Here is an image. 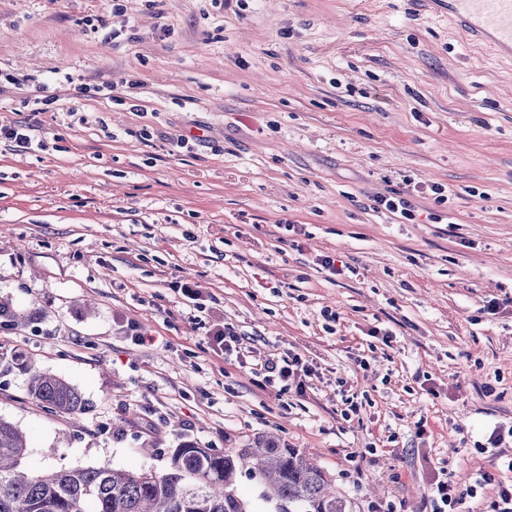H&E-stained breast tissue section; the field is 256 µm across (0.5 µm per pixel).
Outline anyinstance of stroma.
<instances>
[{
  "label": "stroma",
  "mask_w": 512,
  "mask_h": 512,
  "mask_svg": "<svg viewBox=\"0 0 512 512\" xmlns=\"http://www.w3.org/2000/svg\"><path fill=\"white\" fill-rule=\"evenodd\" d=\"M0 122L46 145L0 142V297L34 315L0 356L93 404L73 425L0 376L28 470L273 433L356 512H429L444 473L487 476L458 512L512 486V57L442 7L0 0ZM225 325L313 365L303 391L213 351Z\"/></svg>",
  "instance_id": "1"
}]
</instances>
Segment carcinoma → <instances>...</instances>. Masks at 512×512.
<instances>
[{"mask_svg":"<svg viewBox=\"0 0 512 512\" xmlns=\"http://www.w3.org/2000/svg\"><path fill=\"white\" fill-rule=\"evenodd\" d=\"M15 367L45 411L76 418L90 410V401L65 379L21 357L0 359L1 375ZM27 448L21 429L0 418V512H253L237 492L243 475L260 488L266 512H356L329 474L266 434L222 452L182 439L167 449L161 470L100 464L36 474L24 468Z\"/></svg>","mask_w":512,"mask_h":512,"instance_id":"cac0c4a2","label":"carcinoma"}]
</instances>
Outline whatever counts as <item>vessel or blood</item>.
<instances>
[{
  "instance_id": "b4317fda",
  "label": "vessel or blood",
  "mask_w": 512,
  "mask_h": 512,
  "mask_svg": "<svg viewBox=\"0 0 512 512\" xmlns=\"http://www.w3.org/2000/svg\"><path fill=\"white\" fill-rule=\"evenodd\" d=\"M448 16L472 38L512 50V0H447Z\"/></svg>"
}]
</instances>
